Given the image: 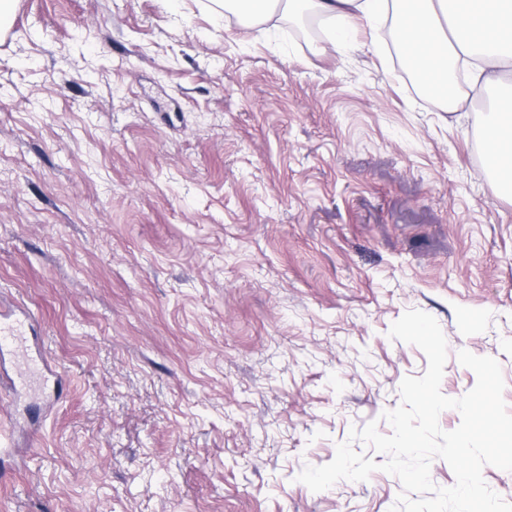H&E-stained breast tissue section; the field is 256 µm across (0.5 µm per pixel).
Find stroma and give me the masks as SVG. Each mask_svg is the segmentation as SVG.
<instances>
[{
	"instance_id": "35a3bbf8",
	"label": "stroma",
	"mask_w": 512,
	"mask_h": 512,
	"mask_svg": "<svg viewBox=\"0 0 512 512\" xmlns=\"http://www.w3.org/2000/svg\"><path fill=\"white\" fill-rule=\"evenodd\" d=\"M209 0H18L0 37V303L62 378L0 390V512H390L374 471L311 491L428 361L491 357L512 412V198L387 39L299 41ZM350 441V440H349Z\"/></svg>"
}]
</instances>
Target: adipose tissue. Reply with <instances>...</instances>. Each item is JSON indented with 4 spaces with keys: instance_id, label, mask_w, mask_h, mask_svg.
<instances>
[{
    "instance_id": "adipose-tissue-1",
    "label": "adipose tissue",
    "mask_w": 512,
    "mask_h": 512,
    "mask_svg": "<svg viewBox=\"0 0 512 512\" xmlns=\"http://www.w3.org/2000/svg\"><path fill=\"white\" fill-rule=\"evenodd\" d=\"M453 0H211L213 10H226L242 22L257 26L284 12L309 13L347 32L356 21L374 24L392 19L401 31L396 43L416 72L437 78L448 89L449 111H457L460 94L457 71L461 63L474 64L485 87L498 100L512 102V0H464L454 11ZM455 13L451 30L443 18ZM485 128L486 171L506 179L512 188V113L485 112L475 116Z\"/></svg>"
}]
</instances>
